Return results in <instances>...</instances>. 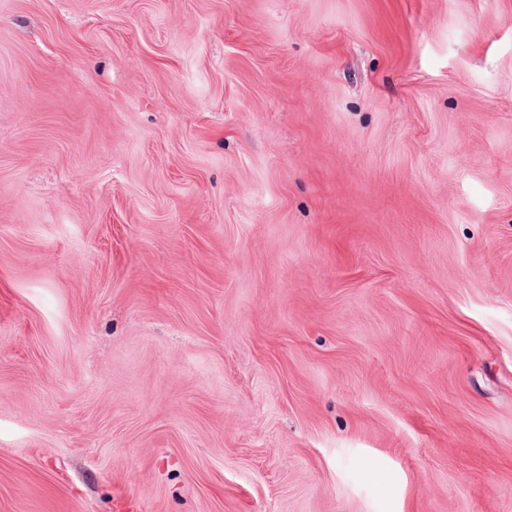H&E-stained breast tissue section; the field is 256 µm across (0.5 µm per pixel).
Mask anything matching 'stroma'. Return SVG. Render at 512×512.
<instances>
[{"label": "stroma", "instance_id": "1", "mask_svg": "<svg viewBox=\"0 0 512 512\" xmlns=\"http://www.w3.org/2000/svg\"><path fill=\"white\" fill-rule=\"evenodd\" d=\"M0 512H512V0H0Z\"/></svg>", "mask_w": 512, "mask_h": 512}]
</instances>
